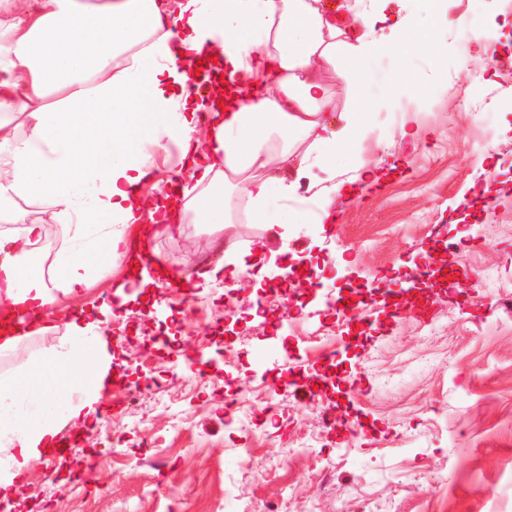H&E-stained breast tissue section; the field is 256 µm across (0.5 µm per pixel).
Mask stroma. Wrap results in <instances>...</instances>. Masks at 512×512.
I'll list each match as a JSON object with an SVG mask.
<instances>
[{
    "instance_id": "stroma-1",
    "label": "stroma",
    "mask_w": 512,
    "mask_h": 512,
    "mask_svg": "<svg viewBox=\"0 0 512 512\" xmlns=\"http://www.w3.org/2000/svg\"><path fill=\"white\" fill-rule=\"evenodd\" d=\"M480 22L461 46L455 30L469 0H447V52L434 64L398 53L375 66L407 74L385 97L373 98L333 180L346 183L384 171L374 191L336 211L332 224L254 223L235 211L213 247L189 255L188 239L209 240L203 224L155 240L168 268L194 273L223 263L209 288L169 295L163 321L131 302L106 323L109 339L134 370L128 388L151 380L163 387L144 404L106 393L82 429L86 447L63 457L31 459L23 507L45 512H512V14L485 0ZM438 93L425 101L420 90ZM262 250L265 261L292 267L307 289L306 328L331 349L346 352L355 383L348 400L356 419L328 423L335 403L296 387L299 375L321 370L320 357L284 353L274 332L283 299L277 289H254L236 273L239 258ZM495 267L501 288L471 280L466 291L436 283L430 312L369 294L363 311L369 341L330 315L325 301L347 284L384 278L423 281L412 265ZM262 299L268 318L252 319L248 303ZM201 299L206 315L188 303ZM195 356L213 350L217 330L235 342L229 356L204 375L177 374L167 352L148 347L162 324ZM273 399L274 412H251L246 429L225 426L224 409L238 387ZM264 470L255 479V470Z\"/></svg>"
}]
</instances>
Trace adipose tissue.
Returning <instances> with one entry per match:
<instances>
[{"instance_id":"adipose-tissue-1","label":"adipose tissue","mask_w":512,"mask_h":512,"mask_svg":"<svg viewBox=\"0 0 512 512\" xmlns=\"http://www.w3.org/2000/svg\"><path fill=\"white\" fill-rule=\"evenodd\" d=\"M0 9L10 17L0 23V204L16 226L0 231V323L17 325L0 337L3 355L53 333L52 314L114 272L130 241L146 246L187 223L223 230L236 196L257 223H303L282 201L314 170L335 168L355 131L332 130L324 112L340 94L365 101L385 50L432 58L445 0H412L394 20L368 12L357 43L318 0H0ZM208 58L229 79L221 111L188 75ZM327 68L334 83L320 75ZM171 143L187 178L183 205L148 206L142 189L158 182L156 156ZM19 199L41 202L45 221L29 220ZM49 220L67 235L46 273L33 246ZM117 365L99 324L75 319L57 346L0 377V500L15 499L31 459L58 450L69 421L96 414Z\"/></svg>"}]
</instances>
